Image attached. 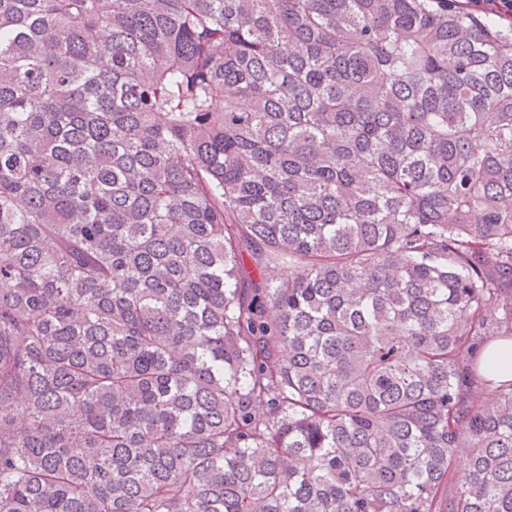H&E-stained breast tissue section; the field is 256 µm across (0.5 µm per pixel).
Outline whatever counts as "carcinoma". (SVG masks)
I'll return each instance as SVG.
<instances>
[{"label": "carcinoma", "instance_id": "obj_1", "mask_svg": "<svg viewBox=\"0 0 512 512\" xmlns=\"http://www.w3.org/2000/svg\"><path fill=\"white\" fill-rule=\"evenodd\" d=\"M509 285L512 19L0 0V512H512ZM480 367L488 372L491 369L498 374L512 378V339H500L486 346L480 355ZM510 373V376L509 374Z\"/></svg>", "mask_w": 512, "mask_h": 512}]
</instances>
